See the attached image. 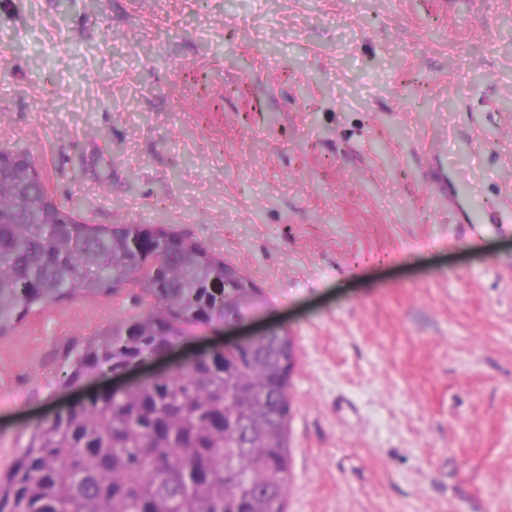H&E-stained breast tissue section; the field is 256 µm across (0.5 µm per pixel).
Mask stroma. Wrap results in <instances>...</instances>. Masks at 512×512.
I'll return each mask as SVG.
<instances>
[{
    "instance_id": "1",
    "label": "stroma",
    "mask_w": 512,
    "mask_h": 512,
    "mask_svg": "<svg viewBox=\"0 0 512 512\" xmlns=\"http://www.w3.org/2000/svg\"><path fill=\"white\" fill-rule=\"evenodd\" d=\"M286 327L287 512H512V0H0V150ZM135 285L0 338V468ZM194 330L129 382L223 344Z\"/></svg>"
}]
</instances>
